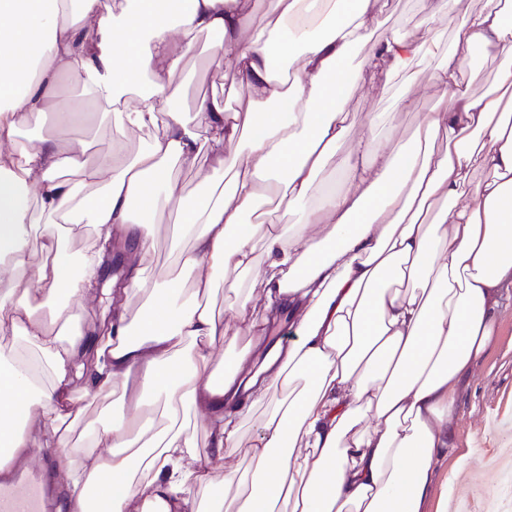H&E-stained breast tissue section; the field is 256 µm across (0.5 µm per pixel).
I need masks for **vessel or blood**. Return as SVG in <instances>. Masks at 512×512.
I'll list each match as a JSON object with an SVG mask.
<instances>
[{
	"mask_svg": "<svg viewBox=\"0 0 512 512\" xmlns=\"http://www.w3.org/2000/svg\"><path fill=\"white\" fill-rule=\"evenodd\" d=\"M59 486L53 465L31 461L10 479L0 480V512H53Z\"/></svg>",
	"mask_w": 512,
	"mask_h": 512,
	"instance_id": "b4317fda",
	"label": "vessel or blood"
}]
</instances>
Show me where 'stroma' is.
Returning a JSON list of instances; mask_svg holds the SVG:
<instances>
[{
	"mask_svg": "<svg viewBox=\"0 0 512 512\" xmlns=\"http://www.w3.org/2000/svg\"><path fill=\"white\" fill-rule=\"evenodd\" d=\"M212 51L211 39L204 36L182 60L177 79L183 84V94L175 109L185 120H194L199 100L209 94L222 97L232 109L247 105L233 72L211 67ZM437 101L436 88L429 87L420 92L413 107L396 112L391 127L394 139L411 143L416 126ZM389 110V96L377 89L367 85L352 89L347 111L353 128ZM89 111V116L79 121H53L23 129L17 141L33 146L51 137L61 150L83 149L86 165L99 163L112 150L118 118L97 105ZM149 220L156 233L154 271L157 280L163 281L173 274L175 259L188 243L178 236L174 217L156 213ZM455 423L461 445L441 466L437 486L447 487L452 499L465 500L469 512H512V471L496 468L506 449L512 448V278L504 285L494 341L458 395Z\"/></svg>",
	"mask_w": 512,
	"mask_h": 512,
	"instance_id": "stroma-1",
	"label": "stroma"
}]
</instances>
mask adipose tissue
Returning a JSON list of instances; mask_svg holds the SVG:
<instances>
[{"label":"adipose tissue","mask_w":512,"mask_h":512,"mask_svg":"<svg viewBox=\"0 0 512 512\" xmlns=\"http://www.w3.org/2000/svg\"><path fill=\"white\" fill-rule=\"evenodd\" d=\"M423 2L422 32L376 40L388 0H272L255 27L250 0H0V268L14 283L0 293V475L36 448L65 461L69 512H448L431 493L457 446L456 396L512 277V70L495 92L471 91L475 49L512 57V0ZM204 35L248 105L201 99L194 126L170 105ZM61 74L86 91L70 111L90 96L154 137L95 167L49 139L15 148ZM399 74L395 109L440 92L411 145L379 148L385 113L353 138L351 87ZM204 152V180L225 177L224 194L190 205L172 171ZM332 164L344 187L315 193ZM281 195L289 227L258 217ZM164 211L191 248L160 284L144 216ZM89 225L133 244L100 336L87 302L103 252L67 247ZM219 269L235 273L227 321L205 303ZM139 291L147 305L129 311ZM282 323L292 342L271 344ZM240 335L220 370L214 350ZM118 390L132 414L74 443L76 395ZM184 405L217 461L251 427L247 467L215 481L178 423Z\"/></svg>","instance_id":"obj_1"}]
</instances>
